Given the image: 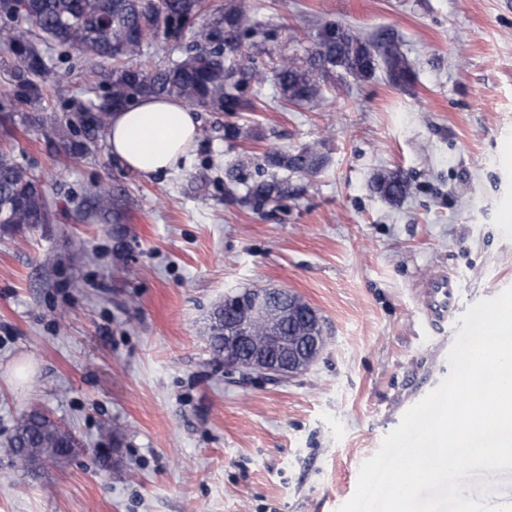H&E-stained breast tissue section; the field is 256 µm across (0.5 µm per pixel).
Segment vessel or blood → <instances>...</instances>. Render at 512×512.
<instances>
[{"label": "vessel or blood", "mask_w": 512, "mask_h": 512, "mask_svg": "<svg viewBox=\"0 0 512 512\" xmlns=\"http://www.w3.org/2000/svg\"><path fill=\"white\" fill-rule=\"evenodd\" d=\"M420 310L425 321L434 329L456 322L462 296L458 278L446 268L434 269L419 284Z\"/></svg>", "instance_id": "obj_1"}]
</instances>
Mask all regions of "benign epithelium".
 <instances>
[{
	"mask_svg": "<svg viewBox=\"0 0 512 512\" xmlns=\"http://www.w3.org/2000/svg\"><path fill=\"white\" fill-rule=\"evenodd\" d=\"M265 321L260 336L251 323ZM315 308L287 295V290H245L224 297V368L258 371L290 378L318 358L325 345Z\"/></svg>",
	"mask_w": 512,
	"mask_h": 512,
	"instance_id": "1",
	"label": "benign epithelium"
}]
</instances>
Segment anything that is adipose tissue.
I'll return each mask as SVG.
<instances>
[{
    "mask_svg": "<svg viewBox=\"0 0 512 512\" xmlns=\"http://www.w3.org/2000/svg\"><path fill=\"white\" fill-rule=\"evenodd\" d=\"M196 136L193 108L170 98L144 97L114 111L107 129L112 155L143 176L177 167Z\"/></svg>",
    "mask_w": 512,
    "mask_h": 512,
    "instance_id": "adipose-tissue-1",
    "label": "adipose tissue"
}]
</instances>
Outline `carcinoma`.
Here are the masks:
<instances>
[{
	"instance_id": "obj_1",
	"label": "carcinoma",
	"mask_w": 512,
	"mask_h": 512,
	"mask_svg": "<svg viewBox=\"0 0 512 512\" xmlns=\"http://www.w3.org/2000/svg\"><path fill=\"white\" fill-rule=\"evenodd\" d=\"M205 14V0H0V49L11 59L8 81L0 89V126L18 120L24 125L45 123L44 117L30 113L17 120L11 109L17 103L40 105L46 79L60 88L70 83L73 67H50V51L65 61L86 65L87 91L103 90L99 105L83 108L72 118L54 119L51 133L70 159L94 153L112 111L143 97L176 98L209 112H245L253 108L246 97L251 84L259 87L270 81L280 101L316 106L324 86L338 73L366 80L382 64L392 81L412 79L410 65L396 44L378 46L331 20L321 23L314 47L303 56L282 58L269 71H248L224 51V36L238 44L255 33L253 17L242 0H225L222 10L207 14L209 18L195 29L194 46L183 57L167 59L163 57L166 49L160 46L154 66L138 62L145 42L161 33L177 35ZM252 137L249 127H224V139L229 142ZM264 162L275 171L312 176L323 167L325 156L316 147L305 146L293 153L268 151ZM246 165L240 160L224 168V193H233L241 184ZM375 187L384 198L397 202L407 194L409 181L404 173L394 171L378 177ZM285 193L284 182L273 174L248 186L245 199L262 207ZM89 198L95 210L112 215L116 224L135 206L131 194L98 184ZM50 216L39 178L0 145V231L46 224ZM208 343L213 358L224 361L222 303L212 310ZM77 448L79 441L71 430L36 409L21 417L9 444L10 453L31 469L46 461L64 463Z\"/></svg>"
}]
</instances>
